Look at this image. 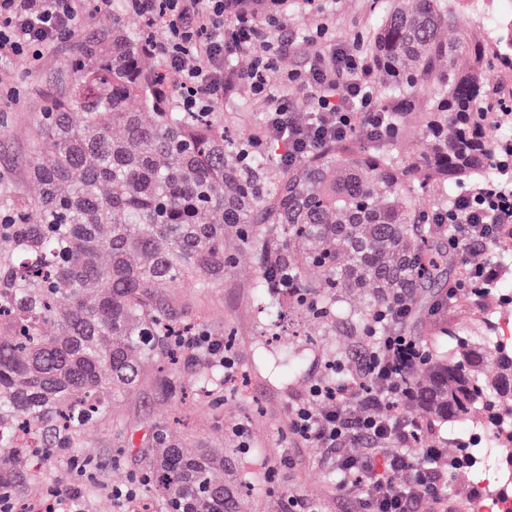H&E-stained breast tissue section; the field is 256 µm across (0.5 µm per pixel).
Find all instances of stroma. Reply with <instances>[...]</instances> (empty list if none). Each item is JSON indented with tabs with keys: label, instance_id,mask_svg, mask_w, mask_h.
<instances>
[{
	"label": "stroma",
	"instance_id": "35a3bbf8",
	"mask_svg": "<svg viewBox=\"0 0 512 512\" xmlns=\"http://www.w3.org/2000/svg\"><path fill=\"white\" fill-rule=\"evenodd\" d=\"M384 0H288L280 7L282 27L274 34L270 77L280 81L305 67L302 41L324 28V44H361L381 14ZM111 12H93L87 23L61 43L43 49L38 60L17 59L0 64V113L8 115V131L0 136V198L32 194L27 168L35 121L50 100L67 96L76 74L71 60L94 31L111 29ZM263 108L247 85L225 96V122L236 126L261 123ZM258 266L249 250H241L224 281L212 288L184 285L172 289L179 319L204 323L212 336L230 339V353L238 376L224 393V404L213 410L204 402L179 400L164 380L175 377L191 383L198 361L184 358L177 368L154 367L138 389L125 398L114 415L123 426L116 433L111 423L97 426L82 456L89 472L81 483L87 512H126L112 489L127 483L142 469L141 450L155 432L173 428L176 435L224 450V487L240 505V512H288V498L299 495L317 504L320 512H353L351 503L336 496V474L323 461L322 449L295 447L288 432V407L304 398L312 383L323 377L331 361L353 364L364 348L358 328L329 321L314 325L292 316L296 335L262 342L261 323L253 302ZM476 311L448 308L436 314L420 312L405 325L420 345H428L441 323L471 332Z\"/></svg>",
	"mask_w": 512,
	"mask_h": 512
}]
</instances>
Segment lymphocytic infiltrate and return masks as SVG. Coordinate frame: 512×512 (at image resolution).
I'll return each mask as SVG.
<instances>
[{"label": "lymphocytic infiltrate", "mask_w": 512, "mask_h": 512, "mask_svg": "<svg viewBox=\"0 0 512 512\" xmlns=\"http://www.w3.org/2000/svg\"><path fill=\"white\" fill-rule=\"evenodd\" d=\"M147 31H160L154 51L166 69L181 73V87L190 96L184 111L216 109L228 92L224 50L253 51L266 43V17L235 13L224 23V0H128ZM86 0H0V63L38 58L42 49L71 35L87 18ZM270 64L256 59L246 75L264 107L263 140L281 142V160L293 165L353 131L386 137V112L375 101L376 74L369 57L346 43L326 48L310 43L304 72L276 84ZM310 99L308 112L286 105L293 84ZM453 232L448 245L465 257L495 238L494 230L512 224V167L477 194L456 200L448 213ZM407 314L395 304L379 318L380 335L369 337L353 366L341 377L325 376L311 384L306 397L288 414V431L298 445L324 449L336 469V493L352 501L357 512H447L444 488L448 469L436 465L439 449L423 457L409 454L419 425L400 414L411 397L409 375L423 350L415 337L399 330Z\"/></svg>", "instance_id": "f902f5d3"}]
</instances>
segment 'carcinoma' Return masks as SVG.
I'll list each match as a JSON object with an SVG mask.
<instances>
[{"mask_svg":"<svg viewBox=\"0 0 512 512\" xmlns=\"http://www.w3.org/2000/svg\"><path fill=\"white\" fill-rule=\"evenodd\" d=\"M464 0H386L367 38L380 97L408 107L389 121L393 136L359 138L352 151L329 143L292 167L276 166L253 134L229 139L216 112H184L180 88L149 41L117 22L83 41L78 80L37 118L28 159L37 192L0 200V489L25 494L38 480L31 460L83 448L88 429L133 393L146 367L175 360L164 289L224 281L235 239L256 254L255 304L268 317L284 294L313 321L341 318L338 302L356 288L373 296L352 315L362 335L400 298L454 288L443 276L455 188L478 189L504 153L492 135L512 98L487 105L484 72L495 59L512 75V16L496 38L458 47L446 36ZM419 154L401 150L413 121ZM433 196L423 209L418 195ZM318 269L317 283L305 275ZM481 309L478 340L445 326L410 374L409 408L421 433L468 422L497 433L501 463L512 461V349L491 345L496 294L451 296ZM199 383L224 386L207 358ZM150 486L180 512H233L224 496V450L160 431L144 449ZM477 458L457 442L441 463Z\"/></svg>","mask_w":512,"mask_h":512,"instance_id":"1","label":"carcinoma"}]
</instances>
